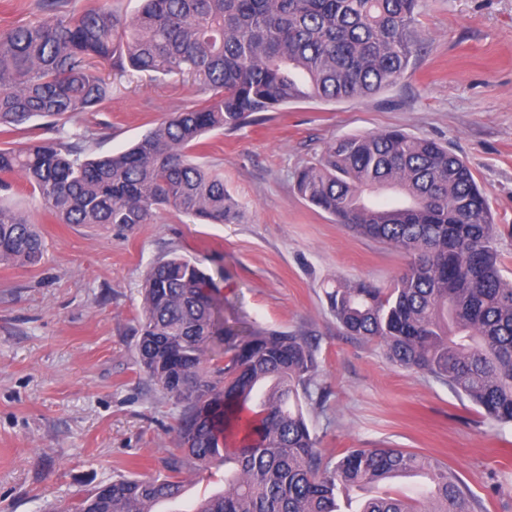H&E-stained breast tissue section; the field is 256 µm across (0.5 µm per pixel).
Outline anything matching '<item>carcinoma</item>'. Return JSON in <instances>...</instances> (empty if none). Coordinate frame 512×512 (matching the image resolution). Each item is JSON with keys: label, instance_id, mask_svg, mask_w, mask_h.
<instances>
[{"label": "carcinoma", "instance_id": "1", "mask_svg": "<svg viewBox=\"0 0 512 512\" xmlns=\"http://www.w3.org/2000/svg\"><path fill=\"white\" fill-rule=\"evenodd\" d=\"M423 0H143L127 21L91 4L0 29V126L60 121L112 96L98 67L191 75L209 93L170 112L126 151L91 159L82 136L0 149V189L21 174L60 224L153 223L167 207L222 224L235 204L224 178L198 164L204 134L235 129L294 102L374 96L407 71L423 41ZM381 188L400 204L370 203ZM299 194L356 232L403 252L385 288L336 282L325 294L350 335L374 340L395 364L450 386L494 423H512V281L501 274L487 193L441 144L399 130L343 138L297 175ZM44 243L0 198V264L36 265ZM138 362L181 406L173 432L205 468L232 465L224 492L194 512H339L338 497L364 492L357 512H475L465 486L433 458L398 448H349L323 461L303 405L316 388L315 348L304 336L224 320L212 275L174 255L142 284ZM185 465L155 478H120L59 512H154L182 494ZM428 470L422 499L380 491Z\"/></svg>", "mask_w": 512, "mask_h": 512}]
</instances>
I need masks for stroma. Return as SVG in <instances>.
I'll list each match as a JSON object with an SVG mask.
<instances>
[{
  "label": "stroma",
  "instance_id": "1",
  "mask_svg": "<svg viewBox=\"0 0 512 512\" xmlns=\"http://www.w3.org/2000/svg\"><path fill=\"white\" fill-rule=\"evenodd\" d=\"M426 37L388 91L340 103L296 102L214 130L194 155L224 176L234 219L202 224L165 209L132 228L59 224L25 181L10 199L46 244L38 265H0V512H53L120 476L164 473L182 450L180 411L137 362L142 281L180 254L221 274L224 318L304 336L327 395L305 415L324 459L401 448L453 470L476 512H512V424L489 422L447 384L392 363L346 335L325 290L387 287L404 254L305 201L296 174L352 135L398 129L447 145L486 189L512 279V0H425ZM190 78L113 73L112 96L71 117L90 156L121 152L168 113L201 104ZM185 505L223 492L224 466L187 468Z\"/></svg>",
  "mask_w": 512,
  "mask_h": 512
}]
</instances>
